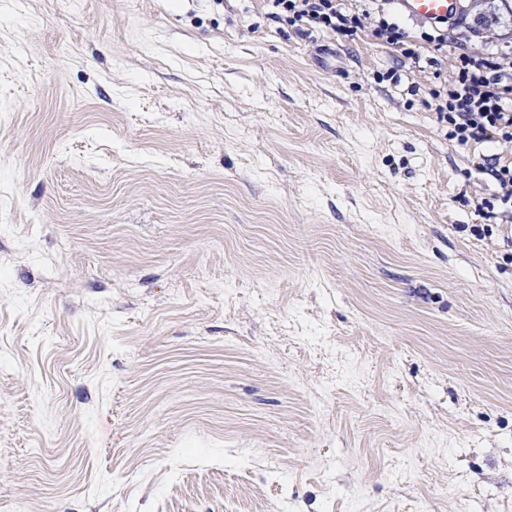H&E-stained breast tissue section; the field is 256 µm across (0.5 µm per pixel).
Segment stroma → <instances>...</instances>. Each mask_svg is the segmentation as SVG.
I'll use <instances>...</instances> for the list:
<instances>
[{
	"label": "stroma",
	"mask_w": 512,
	"mask_h": 512,
	"mask_svg": "<svg viewBox=\"0 0 512 512\" xmlns=\"http://www.w3.org/2000/svg\"><path fill=\"white\" fill-rule=\"evenodd\" d=\"M423 53L0 0V512H512V231Z\"/></svg>",
	"instance_id": "obj_1"
}]
</instances>
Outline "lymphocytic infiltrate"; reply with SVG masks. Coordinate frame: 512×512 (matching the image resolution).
<instances>
[{
  "mask_svg": "<svg viewBox=\"0 0 512 512\" xmlns=\"http://www.w3.org/2000/svg\"><path fill=\"white\" fill-rule=\"evenodd\" d=\"M272 15L315 31L351 37L364 32L404 57L421 60V45L452 50V75L432 90L435 114L446 137L464 149L496 145L497 153L480 155L478 166L495 180L497 192L475 204L491 224H512V51L476 52L450 45L447 20L429 23L419 39H408L387 9V0H269Z\"/></svg>",
  "mask_w": 512,
  "mask_h": 512,
  "instance_id": "lymphocytic-infiltrate-1",
  "label": "lymphocytic infiltrate"
}]
</instances>
